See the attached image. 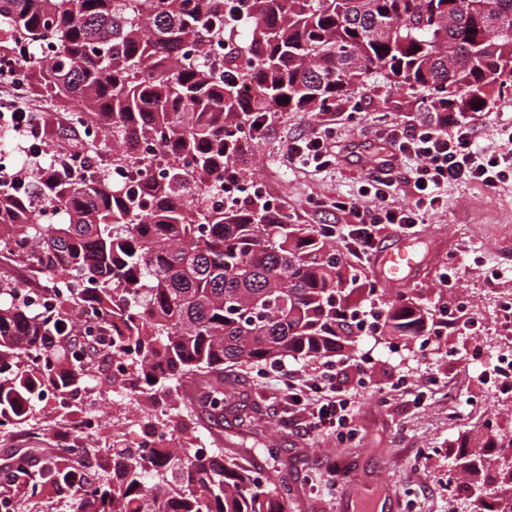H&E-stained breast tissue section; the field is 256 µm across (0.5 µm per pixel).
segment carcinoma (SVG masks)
<instances>
[{
    "label": "carcinoma",
    "mask_w": 512,
    "mask_h": 512,
    "mask_svg": "<svg viewBox=\"0 0 512 512\" xmlns=\"http://www.w3.org/2000/svg\"><path fill=\"white\" fill-rule=\"evenodd\" d=\"M237 20L241 41L224 44ZM29 45L17 78L51 104L42 155L22 157L34 182L0 183V240L56 282V303L30 305L19 281L0 277V437L26 425L58 384L85 389L84 352L59 342L77 328L110 336L109 356L135 349L142 409L156 448H100L88 484L67 455L35 469L16 449L23 497L81 491L80 512H285V483L254 476L217 448L202 457L171 436L172 416L151 413L158 392L181 378L205 381L207 411L224 416L226 363L330 356L351 348L348 314L363 289L325 237L254 202L211 207L224 171L254 138V120L327 111L365 85L420 102L426 112L484 111L512 86V0H0V56ZM231 71L237 79L229 80ZM95 119L101 140L79 136ZM71 133L86 167L121 168L126 148L159 145L136 161L142 178L120 190L60 163L54 128ZM59 213L44 224L34 201ZM70 279L85 280L72 288ZM389 336L439 334V322L399 290L385 304ZM95 325H82L80 311ZM491 469L467 462L452 472L471 489L469 512L496 509L489 487L512 488V432L492 420Z\"/></svg>",
    "instance_id": "obj_1"
}]
</instances>
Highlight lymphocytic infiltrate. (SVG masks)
<instances>
[{
    "label": "lymphocytic infiltrate",
    "mask_w": 512,
    "mask_h": 512,
    "mask_svg": "<svg viewBox=\"0 0 512 512\" xmlns=\"http://www.w3.org/2000/svg\"><path fill=\"white\" fill-rule=\"evenodd\" d=\"M500 144L493 153L483 152L477 142L479 124L475 115L447 116L434 112L424 123L393 119L376 129V136L389 147L386 158L369 163L363 194L373 196L375 204L363 208L355 200L340 198L335 209L349 212L350 224H330L329 237L339 241L347 255L359 264L371 263L383 230L410 232L424 215L435 210L440 186L477 183L488 190L512 179V113L497 115ZM334 127L323 128L288 145L291 164H315L324 168L336 161L327 147ZM410 185L409 205H393L391 197L400 184ZM351 369L358 377L366 371L360 361L348 360L344 366L309 362L306 369H279L280 382L291 404H304L313 398L315 405L303 422L305 432L344 436L354 417V392L345 389L341 374Z\"/></svg>",
    "instance_id": "obj_1"
}]
</instances>
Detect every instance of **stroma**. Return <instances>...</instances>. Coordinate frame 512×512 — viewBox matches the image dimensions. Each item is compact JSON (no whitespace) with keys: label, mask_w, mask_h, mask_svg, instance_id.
I'll return each mask as SVG.
<instances>
[{"label":"stroma","mask_w":512,"mask_h":512,"mask_svg":"<svg viewBox=\"0 0 512 512\" xmlns=\"http://www.w3.org/2000/svg\"><path fill=\"white\" fill-rule=\"evenodd\" d=\"M341 109L349 118L333 138L348 151L339 163L325 168L290 165L289 143L319 128L323 115L288 112L251 142L236 164L244 177L263 178L268 199L287 207L289 223H352V216L332 203L348 196L358 205L373 206L372 197L360 194L367 179L361 157L387 154L386 144L375 136L379 121L423 117L415 104L380 88L363 91ZM439 196L438 209L410 235L420 264L407 286L427 306L458 317L482 298L487 286L483 266L503 269L495 286L512 292V180L494 190L451 184ZM316 200L326 202V209L313 210ZM452 265L459 268L453 280L447 277ZM466 344V334L452 328L413 339L359 332L352 356L367 361L371 384L361 389L353 430L342 441L300 434L298 424L305 415L289 411L288 396L266 364L228 363L223 370L226 402L246 400L260 420L257 435L232 415L217 420L203 411L196 376L183 377L174 396L193 412L196 428L188 436L194 443L223 449L243 469L287 477V512H350L345 494L331 497L310 483L313 474L332 463L385 494V512H450L448 470L461 455V436L479 428L483 413L475 394L478 374L463 372L453 358ZM400 378L404 388L391 392L386 402L373 395L372 385ZM452 387L461 393L453 404L448 401ZM67 433L63 417L44 408L14 437L0 438V459L11 460L18 448L33 449L39 457L44 449L69 447ZM269 447L278 449L277 459L267 457Z\"/></svg>","instance_id":"stroma-1"}]
</instances>
